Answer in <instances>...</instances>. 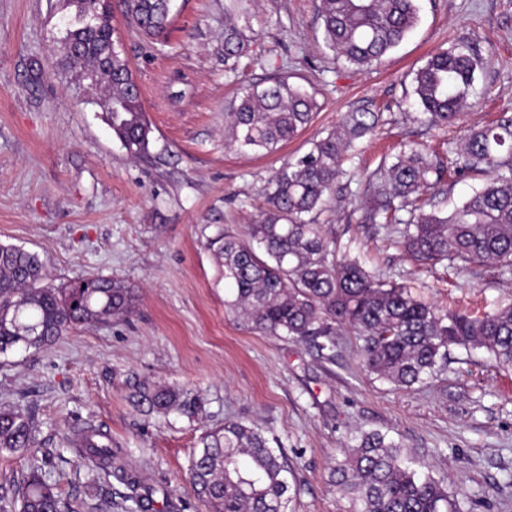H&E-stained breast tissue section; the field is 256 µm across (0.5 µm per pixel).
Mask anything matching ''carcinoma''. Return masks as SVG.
Returning a JSON list of instances; mask_svg holds the SVG:
<instances>
[{
	"instance_id": "cac0c4a2",
	"label": "carcinoma",
	"mask_w": 512,
	"mask_h": 512,
	"mask_svg": "<svg viewBox=\"0 0 512 512\" xmlns=\"http://www.w3.org/2000/svg\"><path fill=\"white\" fill-rule=\"evenodd\" d=\"M75 7L61 44L66 63L110 86L104 100L112 131L129 156L150 147L151 123L142 100L130 93L136 80L123 51L110 6L102 0H68ZM126 15L144 35L159 37L170 25L171 0H124ZM326 46L351 66L370 67L401 43L419 18L417 0H320ZM247 39L236 26L225 30L224 61L239 58ZM477 60L458 47L440 50L416 70L413 94L421 119L432 127L458 121L476 80ZM313 95L276 76L245 88L225 113L233 145L273 153L312 121ZM380 114L365 108L344 113L336 129L312 143L305 155L272 179L266 207L248 226L247 238L219 230L210 240L228 296L226 312L248 329L310 345L327 360L337 336L348 329L361 341L365 371L396 388L424 383L448 365L452 346L483 349L498 367L512 370V306L473 315L442 311L416 297L409 286L380 278L356 258H332L335 250L319 216L343 175L346 152L373 134ZM451 152L468 172L493 178L447 213L419 203L444 178L445 166L410 147L380 168L366 224H405L395 230L401 245L424 262L447 260L459 271L473 266L512 267V115L492 126L474 127ZM406 210L404 221L396 213ZM138 292L118 279L92 277L74 284L48 282L35 252L0 242V356L42 349L67 332L133 315ZM153 408L181 405L182 394L158 386L143 393ZM336 462L332 478L348 501L347 512H459L454 496L401 444L380 431L362 432ZM35 442L29 415L0 407V451ZM194 459L190 483L213 512H288V458L269 446L264 433L238 421L207 431ZM82 466L91 474L116 469L141 509L152 500L122 466L112 437L99 429L78 434ZM20 512H76L63 504L57 486L36 470L18 491Z\"/></svg>"
}]
</instances>
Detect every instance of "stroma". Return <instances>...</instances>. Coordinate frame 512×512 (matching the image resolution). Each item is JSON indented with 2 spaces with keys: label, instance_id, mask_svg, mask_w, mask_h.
I'll return each mask as SVG.
<instances>
[{
  "label": "stroma",
  "instance_id": "1",
  "mask_svg": "<svg viewBox=\"0 0 512 512\" xmlns=\"http://www.w3.org/2000/svg\"><path fill=\"white\" fill-rule=\"evenodd\" d=\"M110 5L153 128L148 155L136 160L106 121L101 87L55 66L65 0H0V242L38 253L54 282L112 277L140 294L130 319L0 356V407L28 414L37 439L0 452V499L12 500L46 460L79 512H129L126 486L91 475L69 445L91 426L110 434L152 489L151 512H210L188 484L189 467L204 431L240 421L287 456L297 480L288 512H346L332 469L354 436L375 430L426 463L459 512H512V370L455 347L447 371L399 390L366 375L351 331H341L331 361L253 332L226 312L207 245L221 229L244 235L273 174L364 106L383 122L356 142L320 217L337 258H359L444 310L511 304L512 271L416 261L390 243L389 229L362 223L361 207L383 159L426 144L451 163L468 127L512 113V0H419L416 28L367 69L325 46L316 0H174L157 39L134 26L121 0ZM230 24L249 40L234 74L224 66ZM455 45L477 57L475 92L457 124L432 128L417 117L412 78L431 53ZM278 75L314 93L311 125L274 153L230 146L229 103ZM153 386L188 392L195 405L152 409L140 391Z\"/></svg>",
  "mask_w": 512,
  "mask_h": 512
}]
</instances>
